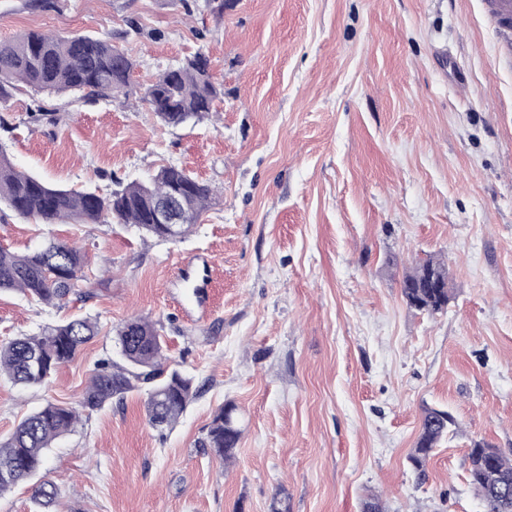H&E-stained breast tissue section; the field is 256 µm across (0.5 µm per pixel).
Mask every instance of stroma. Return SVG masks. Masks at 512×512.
Here are the masks:
<instances>
[{
	"mask_svg": "<svg viewBox=\"0 0 512 512\" xmlns=\"http://www.w3.org/2000/svg\"><path fill=\"white\" fill-rule=\"evenodd\" d=\"M24 2L0 0V41L89 34L135 67L126 97L13 91L0 151L18 170L106 193L176 164L217 194L177 243L0 211V247H81L91 293L48 307L0 291V341L75 316L100 327L42 385L0 380V438L46 402L78 405L133 316L200 388L162 432L140 392L83 415L0 512H35L44 482L67 512H361L371 494L385 512H483L468 445L512 448V65L483 0ZM198 52L215 111L162 126L140 98ZM430 255L453 287L435 315L400 288ZM227 404L242 435L224 462L204 440ZM426 406L460 434L419 472Z\"/></svg>",
	"mask_w": 512,
	"mask_h": 512,
	"instance_id": "obj_1",
	"label": "stroma"
}]
</instances>
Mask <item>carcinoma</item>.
<instances>
[{"mask_svg":"<svg viewBox=\"0 0 512 512\" xmlns=\"http://www.w3.org/2000/svg\"><path fill=\"white\" fill-rule=\"evenodd\" d=\"M209 65L205 54L196 53L181 68L161 74L141 101L168 127L202 121L219 95ZM133 66V59L109 40L29 30L0 42V104L7 103L9 90L20 83L49 93L80 91L88 98L108 97L127 87ZM212 199L211 187L173 164L161 167L148 182L132 181L118 191L98 194L51 185L21 172L0 151V203L17 216L42 224L114 221L170 242L167 227L154 223L156 204L175 200L198 220ZM84 266L81 249L53 238L24 254L0 248V290H16L40 304L54 305L71 295H83ZM400 287L409 307L429 314L441 312L451 294L448 264L429 257L405 273ZM97 335L95 320L76 316L0 343V378L15 385L42 384ZM115 340L122 362L106 359L97 364L81 408L90 414L138 390L145 394L150 425L160 431L172 427L199 393L195 379L163 367V337L148 320L128 319L117 329ZM233 411L228 405L215 415L205 441L206 447L225 460L233 456L241 435ZM79 421L76 409L49 401L0 439V495L35 475L43 466L46 450ZM458 430L459 422L448 411L424 408L410 455L414 468L421 469L438 444ZM467 459L469 483L485 512H512V448L474 440ZM33 499L42 512H60L57 493L48 483L34 490Z\"/></svg>","mask_w":512,"mask_h":512,"instance_id":"cac0c4a2","label":"carcinoma"}]
</instances>
